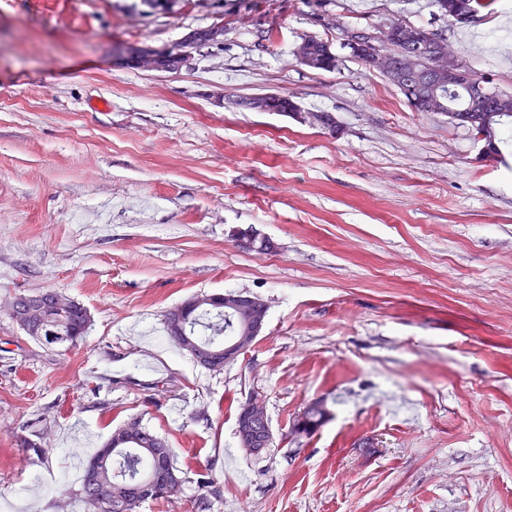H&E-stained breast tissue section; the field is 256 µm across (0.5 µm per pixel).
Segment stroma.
<instances>
[{
    "label": "stroma",
    "mask_w": 512,
    "mask_h": 512,
    "mask_svg": "<svg viewBox=\"0 0 512 512\" xmlns=\"http://www.w3.org/2000/svg\"><path fill=\"white\" fill-rule=\"evenodd\" d=\"M314 0H0V306L50 288L89 308L65 351L0 310V512H82L83 457L139 418L193 476L138 512H512V166L468 129L413 111L316 22ZM352 27L441 34L512 92V8L455 25L432 0H326ZM224 22L177 72L116 63L119 44H175ZM313 36L339 60L294 54ZM294 96L341 132L244 99ZM274 245L257 253L232 232ZM269 307L223 371L169 338L198 293ZM261 394L254 457L236 409ZM332 419L288 427L310 401ZM49 458L30 459L23 439ZM376 446L361 448L362 439ZM217 480L200 500L194 476ZM236 436L239 445L250 452L260 455L261 448L272 442L273 433L269 423L265 401L257 393H251L238 405L236 414Z\"/></svg>",
    "instance_id": "stroma-1"
}]
</instances>
